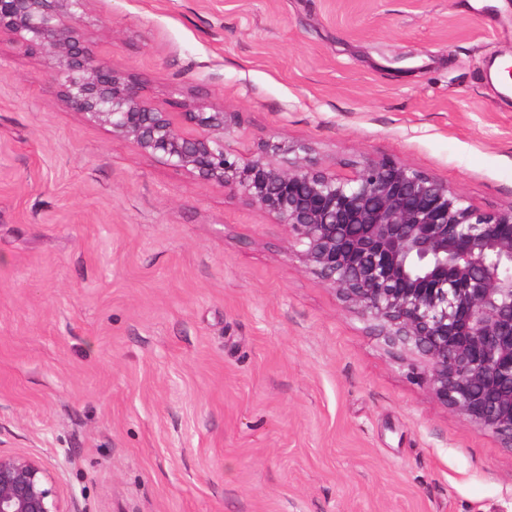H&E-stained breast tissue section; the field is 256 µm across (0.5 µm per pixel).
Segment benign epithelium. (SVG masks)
<instances>
[{"label": "benign epithelium", "instance_id": "7a95c632", "mask_svg": "<svg viewBox=\"0 0 512 512\" xmlns=\"http://www.w3.org/2000/svg\"><path fill=\"white\" fill-rule=\"evenodd\" d=\"M86 0H0V37L41 54L65 104L141 152L216 183L288 230V252L333 289L386 349L422 364L429 392L512 449V208L483 212L405 163L367 158L349 175L311 149L228 152L231 116L206 96L173 113L147 80L95 55L83 33ZM0 512H66L39 458L0 452Z\"/></svg>", "mask_w": 512, "mask_h": 512}]
</instances>
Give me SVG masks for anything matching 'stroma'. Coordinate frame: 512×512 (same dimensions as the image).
I'll use <instances>...</instances> for the list:
<instances>
[{"mask_svg":"<svg viewBox=\"0 0 512 512\" xmlns=\"http://www.w3.org/2000/svg\"><path fill=\"white\" fill-rule=\"evenodd\" d=\"M96 53L225 147L389 156L512 208V0H88ZM288 232L62 101L0 40V451L69 512H512V449L441 405Z\"/></svg>","mask_w":512,"mask_h":512,"instance_id":"1","label":"stroma"}]
</instances>
